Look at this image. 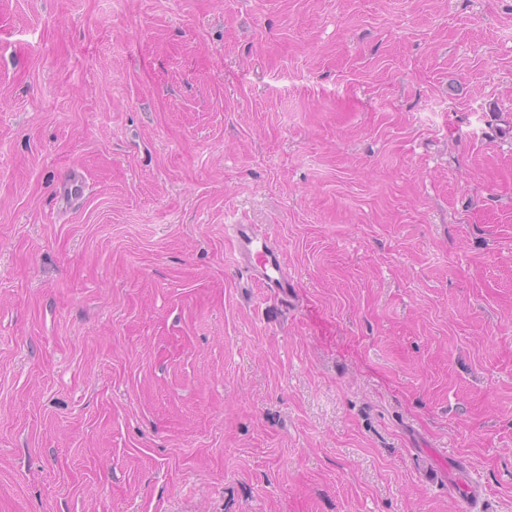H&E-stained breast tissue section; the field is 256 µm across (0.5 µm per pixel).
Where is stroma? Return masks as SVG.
Wrapping results in <instances>:
<instances>
[{
  "mask_svg": "<svg viewBox=\"0 0 512 512\" xmlns=\"http://www.w3.org/2000/svg\"><path fill=\"white\" fill-rule=\"evenodd\" d=\"M459 459L512 512V0H0V512H459ZM84 188V179L78 169H72L62 181L59 197L63 205H70L81 198ZM237 267L249 274L251 284L287 298L292 281L285 268L283 254L273 245L271 236L255 224H232Z\"/></svg>",
  "mask_w": 512,
  "mask_h": 512,
  "instance_id": "35a3bbf8",
  "label": "stroma"
}]
</instances>
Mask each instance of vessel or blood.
I'll return each mask as SVG.
<instances>
[{
    "label": "vessel or blood",
    "mask_w": 512,
    "mask_h": 512,
    "mask_svg": "<svg viewBox=\"0 0 512 512\" xmlns=\"http://www.w3.org/2000/svg\"><path fill=\"white\" fill-rule=\"evenodd\" d=\"M84 179L79 170H71L62 181L59 197L63 205L78 201L83 193ZM237 266L248 273L252 282L279 295L287 296L292 281L285 268L283 254L273 245L271 236L253 224L233 227ZM463 503V512H477L483 493L482 485L471 477H464L453 489Z\"/></svg>",
    "instance_id": "b4317fda"
}]
</instances>
